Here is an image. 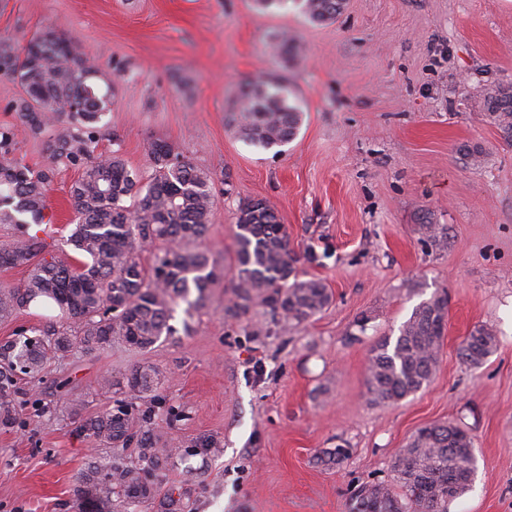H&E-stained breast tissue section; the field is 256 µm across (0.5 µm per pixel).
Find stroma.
<instances>
[{"instance_id":"stroma-1","label":"stroma","mask_w":512,"mask_h":512,"mask_svg":"<svg viewBox=\"0 0 512 512\" xmlns=\"http://www.w3.org/2000/svg\"><path fill=\"white\" fill-rule=\"evenodd\" d=\"M48 25L114 89L99 153L120 150L146 177L144 145L161 139L209 172L217 206L200 246L230 271L236 210L265 200L300 277L322 280L333 301L292 328L260 305L234 319L220 283L193 314L176 307L175 334L151 348L75 350L42 379H19L17 421L0 425V512H78L72 490L90 462L136 458L76 426L113 406L102 376L144 366L162 383L161 401L140 403L145 428L181 455L133 512H349L361 486L392 483L418 428L446 421L468 430L479 460L450 512H512V140L485 116L487 88L512 85V0H345L325 25L296 0L269 14L252 0H0V42L22 47ZM281 30L298 47L285 67L270 47ZM271 73L303 110L277 151L225 121L240 85ZM466 144L481 147L480 166ZM79 175L61 165L50 184L49 252L65 247ZM428 219L445 226V246L426 242ZM437 291L449 313L435 375L401 402L371 404L370 346ZM482 324L497 349L471 367L457 347ZM201 440L217 453L195 454Z\"/></svg>"}]
</instances>
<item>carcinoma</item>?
<instances>
[{"mask_svg": "<svg viewBox=\"0 0 512 512\" xmlns=\"http://www.w3.org/2000/svg\"><path fill=\"white\" fill-rule=\"evenodd\" d=\"M315 23L336 19L344 0H298ZM283 64L296 47L288 33L271 37ZM0 74L21 89L15 104L20 125L39 134L58 126L47 143L48 163L35 169L14 157L16 133L0 128V224L16 233L0 243V267L29 269L20 286H0V319L17 318L30 307L45 305L59 319L40 327L21 328L24 340L0 344V424L16 422L15 385L20 375L38 377L53 360L74 350L94 353L112 343L139 349L173 334L174 306L185 313L201 307L212 285L226 277L204 250L193 247L211 224L217 203L213 180L172 145L150 139L145 152L152 174L142 181L119 151L97 153L102 117L111 110L112 94L95 84L100 65L75 50L54 28L36 32L21 49L0 42ZM486 117L512 138V85L496 86L486 96ZM302 121V111L285 78L258 76L242 83L226 125L250 144L271 149L289 142ZM62 161L81 170L70 187L74 210L68 236L71 251L47 254L43 239L29 233L42 224L47 190ZM236 272L224 313L240 317L261 304L300 325L321 313L332 295L319 279H302L298 258L276 212L263 199L239 205L236 213ZM427 241L447 242L446 228L423 225ZM154 252L145 266L140 253ZM448 321V295L421 302L396 337L378 339L369 350L366 389L370 402H399L421 390L434 376ZM496 331L480 325L458 345L461 361L482 365L496 350ZM159 373L150 366L135 370L125 388L155 400ZM143 414L116 400L115 406L81 421L80 430L100 444L123 445L139 439L137 461L92 462L75 490L79 512H112L117 507L155 497L156 486L145 474L178 456L173 448L141 432ZM477 471L473 437L459 424L434 423L419 428L394 462L400 494L384 484L362 486L356 512H448V503L472 485Z\"/></svg>", "mask_w": 512, "mask_h": 512, "instance_id": "1", "label": "carcinoma"}]
</instances>
